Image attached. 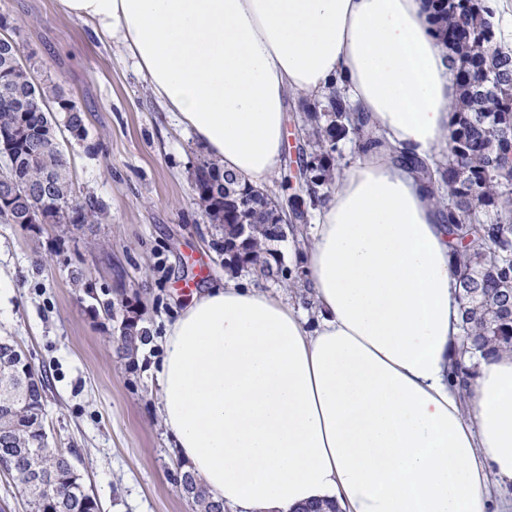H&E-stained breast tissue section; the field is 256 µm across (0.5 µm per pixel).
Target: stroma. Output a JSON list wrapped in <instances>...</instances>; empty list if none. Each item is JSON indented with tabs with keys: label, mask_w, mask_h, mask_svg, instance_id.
<instances>
[{
	"label": "stroma",
	"mask_w": 512,
	"mask_h": 512,
	"mask_svg": "<svg viewBox=\"0 0 512 512\" xmlns=\"http://www.w3.org/2000/svg\"><path fill=\"white\" fill-rule=\"evenodd\" d=\"M36 81L53 79L87 118L69 146L79 195L101 201L97 224H0V337L24 350L45 388L50 447L72 454L100 512H194L151 374L159 339L189 299L185 285H223L221 233L193 203L191 160L206 150L178 127L120 47L101 43L55 0H0ZM80 270L81 284L70 272ZM130 301L149 331L134 354L121 316L94 295Z\"/></svg>",
	"instance_id": "obj_1"
}]
</instances>
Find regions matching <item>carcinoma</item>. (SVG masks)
Segmentation results:
<instances>
[{"label": "carcinoma", "instance_id": "carcinoma-1", "mask_svg": "<svg viewBox=\"0 0 512 512\" xmlns=\"http://www.w3.org/2000/svg\"><path fill=\"white\" fill-rule=\"evenodd\" d=\"M428 23L459 62V99L452 113L448 166L441 167V203L450 255L460 286L463 342L477 351L512 349V173L503 165L512 153V54L498 47L486 0H430ZM58 104L59 113L47 108ZM303 112L301 163L313 166L317 181L305 193L307 217L340 173L338 145L345 139L364 150L379 140L368 117L333 90L326 101H299ZM19 130L6 151L0 188L18 195L3 198L1 224L27 226L39 213L45 224H94L103 207L79 199L61 138L87 137L85 113L64 97L59 84L36 83L19 47L0 35V136ZM226 173L211 161L193 187V201L210 223L222 229L224 267L254 268L293 287L299 275L283 266L278 243L285 237L270 224L274 198L246 185L244 204L224 196ZM148 331L132 324L123 338L132 353ZM15 346L0 341V469L28 498L30 512H100L95 495L73 477V464L49 447L44 420V379L17 375ZM198 512H224L188 472Z\"/></svg>", "mask_w": 512, "mask_h": 512}]
</instances>
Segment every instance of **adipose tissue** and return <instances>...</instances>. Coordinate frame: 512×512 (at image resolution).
<instances>
[{
  "instance_id": "ef3b65f1",
  "label": "adipose tissue",
  "mask_w": 512,
  "mask_h": 512,
  "mask_svg": "<svg viewBox=\"0 0 512 512\" xmlns=\"http://www.w3.org/2000/svg\"><path fill=\"white\" fill-rule=\"evenodd\" d=\"M119 45L165 112L226 172L278 175L289 94L336 88L383 146L317 209L307 298L249 279L195 294L163 337L159 414L231 512H505L512 353L461 356L444 210L417 163L448 155L454 55L428 0H57Z\"/></svg>"
}]
</instances>
